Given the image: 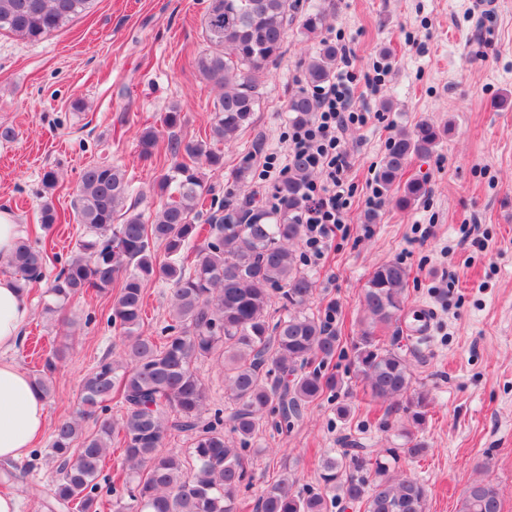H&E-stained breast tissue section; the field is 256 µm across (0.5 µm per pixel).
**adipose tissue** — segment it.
Segmentation results:
<instances>
[{
    "instance_id": "1",
    "label": "adipose tissue",
    "mask_w": 512,
    "mask_h": 512,
    "mask_svg": "<svg viewBox=\"0 0 512 512\" xmlns=\"http://www.w3.org/2000/svg\"><path fill=\"white\" fill-rule=\"evenodd\" d=\"M31 316L28 296L16 281L0 277V478L15 462L28 457L45 433L47 413L33 378L12 361L7 352L23 341V328Z\"/></svg>"
}]
</instances>
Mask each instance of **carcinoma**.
<instances>
[{
	"label": "carcinoma",
	"mask_w": 512,
	"mask_h": 512,
	"mask_svg": "<svg viewBox=\"0 0 512 512\" xmlns=\"http://www.w3.org/2000/svg\"><path fill=\"white\" fill-rule=\"evenodd\" d=\"M93 0H0V31L35 42L91 8ZM312 35L326 23L322 10L298 13L297 0H208L202 23L205 48L196 58L203 80L216 95L210 109V134L232 141L252 123L260 100L261 77L283 54L294 21ZM338 49L322 43L306 64L305 81L328 83ZM317 103L300 91L288 100L295 125L308 123ZM440 128L428 120L400 129L391 138L377 173L386 194L414 156L438 145ZM159 144L152 127L139 138L149 158ZM172 164L157 181L158 208L152 220L125 207L130 181L110 163L85 166L73 202L84 227L75 250L62 258L37 240L23 238L7 262L21 288L46 279L50 264H61L47 283L45 313L59 317L77 295L117 289L106 319L125 341V357L105 356L80 384L75 415L60 421L49 457L56 475L44 485V512H100L103 495L112 512H242V489L256 479V438L288 430L336 377L323 372L340 338L307 311L314 281L292 249L302 235L299 217L314 167L297 155L288 179L277 186L281 208L265 211L251 197L237 204L211 199L206 225L197 223L203 204L201 165L224 167V156L207 142L172 140ZM427 193L426 184H405L398 203L406 208ZM61 215L49 200L40 224L49 229ZM195 256L186 262L188 244ZM164 247L165 259L155 247ZM151 280L171 285V323L159 336L140 331L144 286ZM408 270L398 261L377 266L364 288V306L374 323L390 324L403 310ZM66 347L51 350L34 379L48 396ZM220 356L224 362V408L206 414L208 386L196 364ZM352 363L375 399L389 401L419 426L428 393L413 388V373L395 345L386 346L364 330L353 345ZM117 398L123 413L107 415L105 402ZM94 421L86 432L82 422ZM191 439L188 453L162 450L172 435ZM119 444L124 451L121 487L102 489L103 462ZM341 453L323 455L322 490L298 487L296 473L283 466L264 484L252 512H333L341 503L363 512H427L428 488L412 476H394L398 452L384 457L347 437ZM503 490L490 480L472 482L459 512H501Z\"/></svg>",
	"instance_id": "obj_1"
}]
</instances>
